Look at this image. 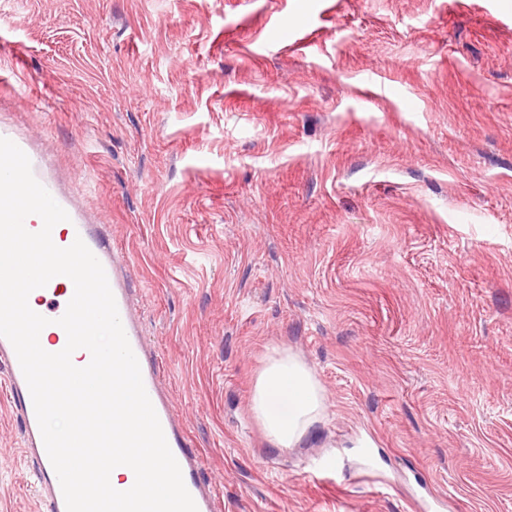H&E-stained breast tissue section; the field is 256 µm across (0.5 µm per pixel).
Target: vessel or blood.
Segmentation results:
<instances>
[{"instance_id":"vessel-or-blood-1","label":"vessel or blood","mask_w":512,"mask_h":512,"mask_svg":"<svg viewBox=\"0 0 512 512\" xmlns=\"http://www.w3.org/2000/svg\"><path fill=\"white\" fill-rule=\"evenodd\" d=\"M78 238L85 242L106 272L123 328L140 365L144 387L198 512H219L217 496L211 484L204 481L201 475L200 451L195 448L189 434L176 424L170 398L159 383L158 363L146 350L145 338L132 307L130 288L124 274L127 266L125 257L115 251L112 238L104 232L102 225L86 223L78 216H71L69 221L58 223L52 230L53 242L63 248ZM73 294L72 281L57 276L45 287L37 289L30 306L38 314L56 319L64 314ZM0 362L7 367L8 408L22 423L21 452L32 464L30 476L50 512H66L60 482L43 443L27 382L12 344L3 337H0Z\"/></svg>"}]
</instances>
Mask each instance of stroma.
I'll return each mask as SVG.
<instances>
[{"mask_svg":"<svg viewBox=\"0 0 512 512\" xmlns=\"http://www.w3.org/2000/svg\"><path fill=\"white\" fill-rule=\"evenodd\" d=\"M0 126L129 255L222 512H512V0H0ZM276 350L328 401L288 449ZM20 446L0 386L48 512ZM251 409L278 448H292L327 412V398L296 355L274 351L254 386Z\"/></svg>","mask_w":512,"mask_h":512,"instance_id":"obj_1","label":"stroma"}]
</instances>
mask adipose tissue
Here are the masks:
<instances>
[{"label": "adipose tissue", "instance_id": "obj_1", "mask_svg": "<svg viewBox=\"0 0 512 512\" xmlns=\"http://www.w3.org/2000/svg\"><path fill=\"white\" fill-rule=\"evenodd\" d=\"M250 405L280 448L296 446L327 412V398L311 370L296 355L278 350L260 373ZM157 455V449L144 448L133 458L116 457L111 464L98 467L77 459L70 472L78 481L91 477L103 485L126 482L134 493L153 489L176 498L177 479Z\"/></svg>", "mask_w": 512, "mask_h": 512}]
</instances>
